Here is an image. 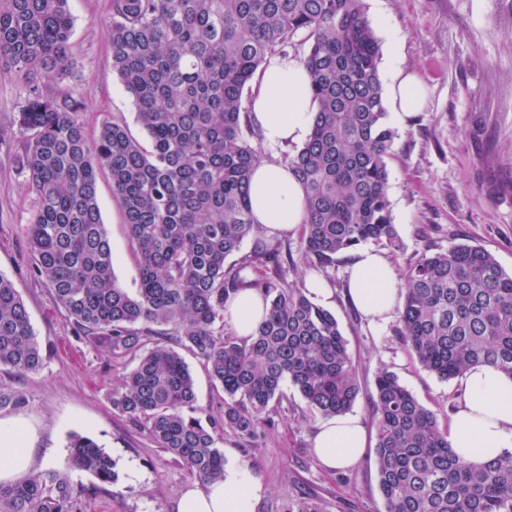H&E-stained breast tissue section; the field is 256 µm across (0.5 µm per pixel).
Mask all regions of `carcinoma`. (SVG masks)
Returning a JSON list of instances; mask_svg holds the SVG:
<instances>
[{"instance_id": "carcinoma-1", "label": "carcinoma", "mask_w": 512, "mask_h": 512, "mask_svg": "<svg viewBox=\"0 0 512 512\" xmlns=\"http://www.w3.org/2000/svg\"><path fill=\"white\" fill-rule=\"evenodd\" d=\"M68 0H0V69L25 88V136L14 161L35 195L25 234L32 270L75 333L135 367L112 406L139 423L195 480L224 477L217 436L243 438L274 411L284 383L323 416L348 412L360 382L336 317L299 279L284 278L282 251L258 243L228 265L251 220L248 185L259 160L243 93L269 56L302 49L318 105L304 145L285 156L306 188L297 263L324 269L356 247L396 246L388 199L395 131L386 123L379 40L363 0H110L113 70L131 95L144 146L120 120L88 137L84 103L48 94L73 62ZM125 216L138 278L116 284L97 203L99 175ZM256 289L264 319L247 340L224 333L230 298ZM401 335L420 366L442 380L488 365L512 375V275L480 246L424 254L398 279ZM173 327L170 340L153 326ZM185 350L220 386L224 416L196 405ZM0 366H43L14 284L0 275ZM25 404L0 384V409ZM375 465L387 512H512V452L475 466L449 446L448 429L386 369L371 398ZM71 462L101 486L55 470L0 482V512H74L109 492L118 475L92 439L71 438Z\"/></svg>"}]
</instances>
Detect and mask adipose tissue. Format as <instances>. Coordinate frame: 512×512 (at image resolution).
<instances>
[{
    "mask_svg": "<svg viewBox=\"0 0 512 512\" xmlns=\"http://www.w3.org/2000/svg\"><path fill=\"white\" fill-rule=\"evenodd\" d=\"M310 80L298 58L275 57L258 72L249 117L262 142L269 147L304 144L317 105ZM391 110L398 114L420 111L421 83L402 68L390 75ZM253 221L269 236L297 232L306 215L305 191L288 162L263 160L255 167L249 189ZM397 279L389 261L371 249L354 251L348 294L363 318L385 319L398 300ZM226 314L239 337L252 335L265 315L261 296L240 291L227 304ZM463 399L452 415L449 443L452 451L480 464L512 451V376L487 365L470 368L459 380ZM367 446L358 416L336 415L320 424L312 447L330 469L355 465ZM37 462L31 434L24 420L0 426V482L12 483L31 472ZM261 488L244 477L225 474L207 484L187 487L176 502V512H255Z\"/></svg>",
    "mask_w": 512,
    "mask_h": 512,
    "instance_id": "ef3b65f1",
    "label": "adipose tissue"
}]
</instances>
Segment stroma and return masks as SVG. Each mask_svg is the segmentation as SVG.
<instances>
[{
    "label": "stroma",
    "instance_id": "obj_1",
    "mask_svg": "<svg viewBox=\"0 0 512 512\" xmlns=\"http://www.w3.org/2000/svg\"><path fill=\"white\" fill-rule=\"evenodd\" d=\"M68 5L74 68L59 92L81 98L85 109L79 119L87 130L119 118L144 138L132 98L112 69L110 0ZM364 7L381 45L380 76L396 64L415 72L425 90L422 111L386 118L396 133L388 198L398 237L397 249L386 251V258L399 274L423 254L477 245L512 274V0H364ZM23 99L16 76L0 70V129L9 136L0 146V274L18 289L45 360L34 374L0 368V383L26 399L21 409L1 411L0 422L25 419L33 447L53 451L40 470L68 474L77 485L89 487L96 479L72 468V434L91 437L111 456L118 475L111 493L78 500L77 512H175L191 477L138 423L112 407V391L135 359H113L109 348L76 336L67 314L31 271L25 226L34 195L13 161L24 142L17 123ZM97 199L116 283L135 290L137 264L107 177L98 180ZM349 261L342 255L320 275L335 292L331 311L359 370L361 391L352 414L371 427L374 380L385 368L450 422L463 398L458 381L419 366L401 335L399 313L376 324L361 317L345 295ZM283 392L273 424L261 425L248 440L228 430L219 442L226 468L261 485L256 512H288L305 494L320 500L324 512H386L374 446L351 468L326 469L311 444L322 415L294 388Z\"/></svg>",
    "mask_w": 512,
    "mask_h": 512
}]
</instances>
